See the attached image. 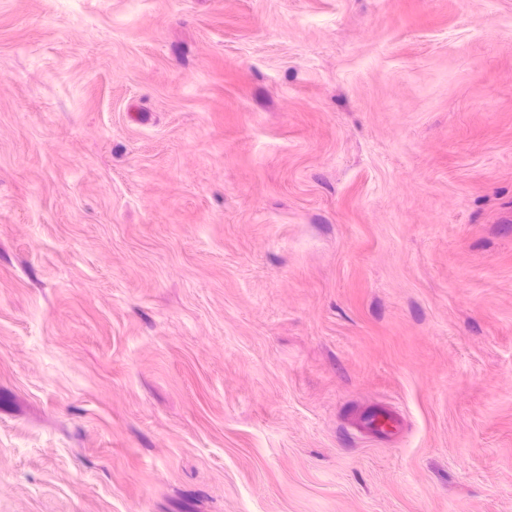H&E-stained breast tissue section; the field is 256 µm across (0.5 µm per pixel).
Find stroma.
<instances>
[{"instance_id":"35a3bbf8","label":"stroma","mask_w":512,"mask_h":512,"mask_svg":"<svg viewBox=\"0 0 512 512\" xmlns=\"http://www.w3.org/2000/svg\"><path fill=\"white\" fill-rule=\"evenodd\" d=\"M0 512H512V0H0ZM355 429L380 442H389L403 431V420L395 409L381 407L362 412L355 422Z\"/></svg>"}]
</instances>
